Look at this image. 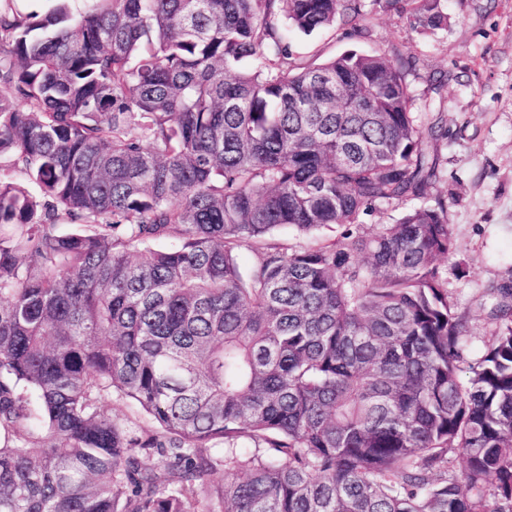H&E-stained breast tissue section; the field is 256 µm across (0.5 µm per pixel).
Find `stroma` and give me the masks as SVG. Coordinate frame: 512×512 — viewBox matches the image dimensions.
<instances>
[{"mask_svg":"<svg viewBox=\"0 0 512 512\" xmlns=\"http://www.w3.org/2000/svg\"><path fill=\"white\" fill-rule=\"evenodd\" d=\"M447 29L427 32L401 15L360 0V14L309 35L293 32L294 58L319 64L349 50L411 56L406 82L423 124L444 135L428 143L440 177L424 203L442 198L456 250L445 262L448 291L468 320L479 356L496 329L488 294L512 267V0H441Z\"/></svg>","mask_w":512,"mask_h":512,"instance_id":"1","label":"stroma"}]
</instances>
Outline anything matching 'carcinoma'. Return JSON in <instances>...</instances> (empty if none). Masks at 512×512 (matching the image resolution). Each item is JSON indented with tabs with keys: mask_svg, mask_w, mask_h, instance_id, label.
I'll return each mask as SVG.
<instances>
[{
	"mask_svg": "<svg viewBox=\"0 0 512 512\" xmlns=\"http://www.w3.org/2000/svg\"><path fill=\"white\" fill-rule=\"evenodd\" d=\"M16 2L0 0V512H512V270L472 359L446 201L359 224L439 179L412 60L302 67L279 26L333 27L360 0ZM396 2L448 28L440 0ZM401 210V207H395L394 205H378L374 212L361 217L364 231H371L374 224H390L394 222L399 217ZM102 406L105 411L112 413V418L127 423L135 429L143 430L152 427L151 421L135 405L129 402L105 398Z\"/></svg>",
	"mask_w": 512,
	"mask_h": 512,
	"instance_id": "obj_1",
	"label": "carcinoma"
}]
</instances>
